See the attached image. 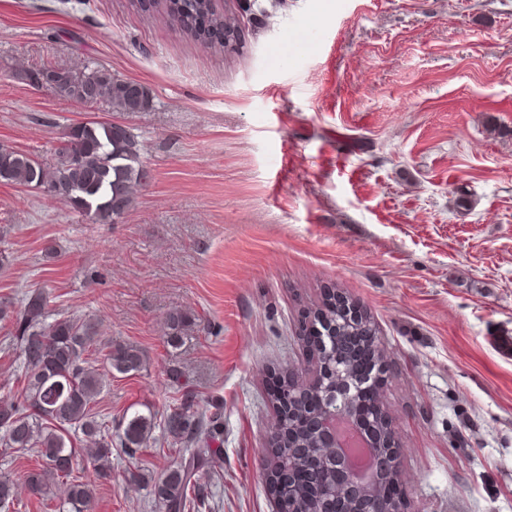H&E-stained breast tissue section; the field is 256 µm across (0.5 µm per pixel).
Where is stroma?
<instances>
[{"label":"stroma","mask_w":512,"mask_h":512,"mask_svg":"<svg viewBox=\"0 0 512 512\" xmlns=\"http://www.w3.org/2000/svg\"><path fill=\"white\" fill-rule=\"evenodd\" d=\"M203 47L130 0H0V144L52 164L67 127L132 128L152 170L118 224L0 183V301L45 287L96 339L141 348L97 408L224 403L213 512H273L262 478L275 373L330 288L365 307L409 512H512V0H285ZM91 67L147 87V112L79 105L36 69ZM196 324L172 347L167 314ZM171 447L112 451L82 477L94 512H155L128 473Z\"/></svg>","instance_id":"obj_1"}]
</instances>
